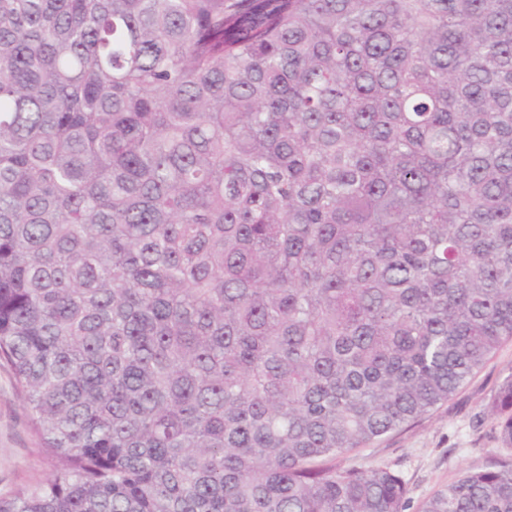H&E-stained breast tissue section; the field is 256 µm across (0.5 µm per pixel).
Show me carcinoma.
<instances>
[{"label": "carcinoma", "mask_w": 512, "mask_h": 512, "mask_svg": "<svg viewBox=\"0 0 512 512\" xmlns=\"http://www.w3.org/2000/svg\"><path fill=\"white\" fill-rule=\"evenodd\" d=\"M511 339L512 0H0V361L55 459L0 512H405L323 461ZM418 512H512V461Z\"/></svg>", "instance_id": "cac0c4a2"}]
</instances>
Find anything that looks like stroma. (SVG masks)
<instances>
[{"label":"stroma","mask_w":512,"mask_h":512,"mask_svg":"<svg viewBox=\"0 0 512 512\" xmlns=\"http://www.w3.org/2000/svg\"><path fill=\"white\" fill-rule=\"evenodd\" d=\"M511 374L512 341L508 340L447 402L371 447L337 458V465L390 467L406 483V512H415L420 502L464 470L490 466L512 455L498 439L495 420L486 413L499 385ZM41 446L13 374L0 363V497L52 473L54 461Z\"/></svg>","instance_id":"35a3bbf8"}]
</instances>
